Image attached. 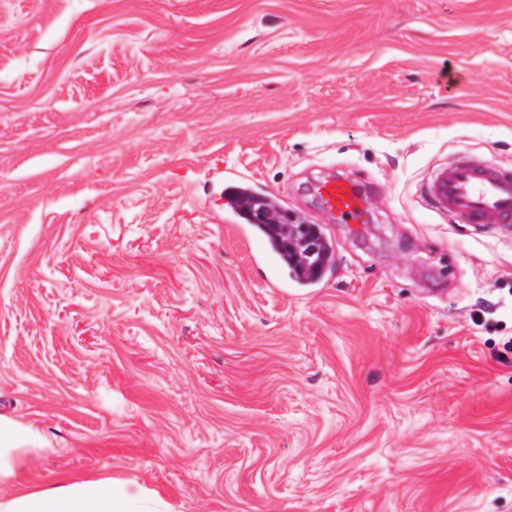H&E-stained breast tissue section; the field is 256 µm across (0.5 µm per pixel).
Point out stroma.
Masks as SVG:
<instances>
[{"mask_svg": "<svg viewBox=\"0 0 512 512\" xmlns=\"http://www.w3.org/2000/svg\"><path fill=\"white\" fill-rule=\"evenodd\" d=\"M463 152L512 167V0H0V493L512 512V236L424 201ZM236 186L334 266L269 272ZM314 192L320 197L326 212L336 221L349 224L359 218L362 205L369 198L367 192L359 184L347 176L329 174L318 180L313 185ZM341 190H349V194L341 193ZM327 191V195H324ZM338 201V205L333 204ZM37 437V432L16 419L0 416L1 482L15 477L19 450Z\"/></svg>", "mask_w": 512, "mask_h": 512, "instance_id": "1", "label": "stroma"}]
</instances>
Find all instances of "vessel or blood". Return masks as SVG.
Segmentation results:
<instances>
[{"instance_id":"vessel-or-blood-1","label":"vessel or blood","mask_w":512,"mask_h":512,"mask_svg":"<svg viewBox=\"0 0 512 512\" xmlns=\"http://www.w3.org/2000/svg\"><path fill=\"white\" fill-rule=\"evenodd\" d=\"M313 190L327 213L344 224L359 218L368 198L352 179L333 174L318 180ZM426 196L439 213L512 234V171L462 156L433 172Z\"/></svg>"}]
</instances>
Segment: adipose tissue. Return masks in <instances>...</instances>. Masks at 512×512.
Returning a JSON list of instances; mask_svg holds the SVG:
<instances>
[{
	"mask_svg": "<svg viewBox=\"0 0 512 512\" xmlns=\"http://www.w3.org/2000/svg\"><path fill=\"white\" fill-rule=\"evenodd\" d=\"M36 437L30 427L0 416V481L15 477L19 450ZM0 512H163V505L135 483L74 479L51 490L0 495Z\"/></svg>",
	"mask_w": 512,
	"mask_h": 512,
	"instance_id": "ef3b65f1",
	"label": "adipose tissue"
}]
</instances>
